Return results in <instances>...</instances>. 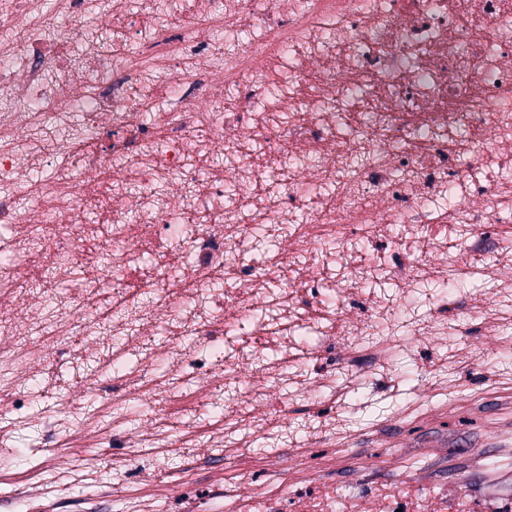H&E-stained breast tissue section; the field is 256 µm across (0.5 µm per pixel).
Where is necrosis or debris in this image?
Returning <instances> with one entry per match:
<instances>
[{
	"label": "necrosis or debris",
	"mask_w": 512,
	"mask_h": 512,
	"mask_svg": "<svg viewBox=\"0 0 512 512\" xmlns=\"http://www.w3.org/2000/svg\"><path fill=\"white\" fill-rule=\"evenodd\" d=\"M0 239L1 414L83 336L60 444L205 464L258 431L304 466L291 429L349 407L311 360L365 371L402 325L442 349L430 392L486 360L440 309L512 323V0H0ZM45 266L71 290L43 316Z\"/></svg>",
	"instance_id": "4bbe7bcc"
}]
</instances>
